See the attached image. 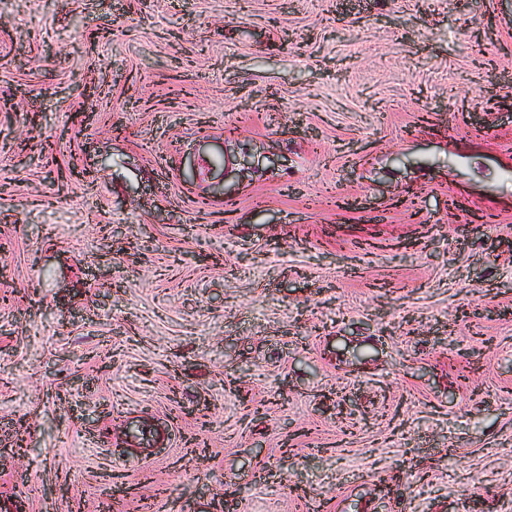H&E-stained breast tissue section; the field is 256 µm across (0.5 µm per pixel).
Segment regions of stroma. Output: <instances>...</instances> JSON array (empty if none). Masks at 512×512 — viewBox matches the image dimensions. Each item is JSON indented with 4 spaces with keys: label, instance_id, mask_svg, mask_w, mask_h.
Returning <instances> with one entry per match:
<instances>
[{
    "label": "stroma",
    "instance_id": "35a3bbf8",
    "mask_svg": "<svg viewBox=\"0 0 512 512\" xmlns=\"http://www.w3.org/2000/svg\"><path fill=\"white\" fill-rule=\"evenodd\" d=\"M225 501L512 512V0H0V512Z\"/></svg>",
    "mask_w": 512,
    "mask_h": 512
}]
</instances>
